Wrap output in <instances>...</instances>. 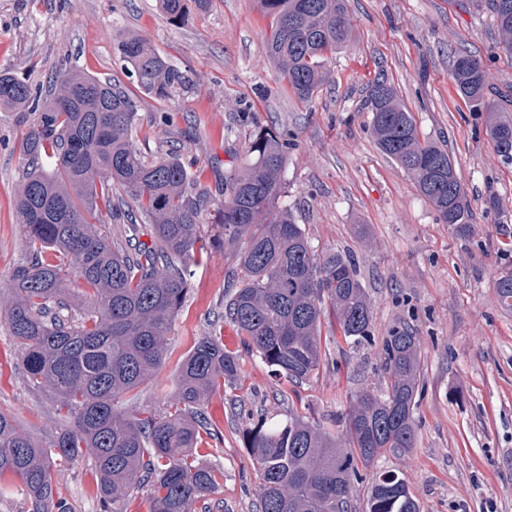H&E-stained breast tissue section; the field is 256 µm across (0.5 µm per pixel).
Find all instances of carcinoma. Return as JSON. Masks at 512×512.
<instances>
[{
  "mask_svg": "<svg viewBox=\"0 0 512 512\" xmlns=\"http://www.w3.org/2000/svg\"><path fill=\"white\" fill-rule=\"evenodd\" d=\"M186 2L159 5L180 21ZM347 2L260 0L272 18L266 56L303 103L324 83L328 55L351 40ZM487 5L498 47L512 54V0ZM119 62L137 92L70 68L44 93L0 69V108L36 114L20 143L15 204L25 256L7 285L0 284L3 318L28 384L53 394L65 423L44 447L0 410V480L20 479L34 512H66L53 468L85 456L98 475L103 512H126L140 488L151 492V512H195L217 493L224 472L197 460L194 448L206 398L238 373L221 336L194 345L164 414L133 416L124 399L161 366L189 291L187 261L205 244L242 245L233 272L239 287L225 313L276 374L301 384L319 369L328 304L348 346L371 342L372 303L353 260L316 254L293 215L277 205L292 138L257 128L248 162L226 181L224 199L210 205L179 154L148 156L136 144L138 94L172 103L186 86L183 72L135 35L120 42ZM449 78L463 101L489 112L495 152L511 163L512 114L491 101L481 61L458 54ZM364 109L379 150L412 176L441 223L468 235L473 213L448 145L420 139L412 112L383 75L367 86ZM116 197L148 217L141 235L149 241L121 246L100 232L102 212L113 213ZM206 224L217 228L209 242L202 236ZM73 279L80 290L70 287ZM495 288L512 306V272L501 274ZM381 357L380 388L350 400L343 435L296 416L276 423L264 416L246 431L259 512H355L359 468L415 447L421 363L411 326L390 330ZM366 512H419V504L403 477L381 469L373 474Z\"/></svg>",
  "mask_w": 512,
  "mask_h": 512,
  "instance_id": "carcinoma-1",
  "label": "carcinoma"
}]
</instances>
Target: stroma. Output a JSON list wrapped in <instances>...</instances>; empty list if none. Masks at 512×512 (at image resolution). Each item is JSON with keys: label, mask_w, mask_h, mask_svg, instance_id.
<instances>
[{"label": "stroma", "mask_w": 512, "mask_h": 512, "mask_svg": "<svg viewBox=\"0 0 512 512\" xmlns=\"http://www.w3.org/2000/svg\"><path fill=\"white\" fill-rule=\"evenodd\" d=\"M348 9L352 39L326 61L328 80L309 105L266 58L270 20L259 0H210L203 9L192 2L180 23L161 15L157 0H0V66L35 88L69 66L125 85L118 45L129 34L148 39L186 74L189 89L173 106L141 97V151L193 160L198 188L216 200L247 158L256 128L293 132L279 204L318 254H348L366 286L373 343L341 342L336 314L325 308L327 355L296 386L249 351L225 316L239 245L208 249L191 263L165 360L127 400L136 413L166 411L182 361L211 333L238 356L237 381L219 386L202 408L208 432L196 456L220 467L224 480L197 512H257L259 480L244 432L259 415L282 422L292 413L341 431L352 395L379 385L381 341L402 323L415 328L421 360L416 443L386 454L378 467L405 478L420 512H512V309L495 288L512 271V163L494 150L487 112L465 104L449 79L454 51L467 50L490 73L496 103L511 108L512 55L497 50L490 13L462 0H348ZM381 74L421 137L447 144L474 213L468 236L441 224L413 178L375 144L361 99ZM32 120L29 112L0 111L2 283L24 250L14 197L18 144ZM0 409L41 442L59 429L53 399L28 388L1 319ZM55 479L67 512H100L88 462L61 465Z\"/></svg>", "instance_id": "obj_1"}]
</instances>
